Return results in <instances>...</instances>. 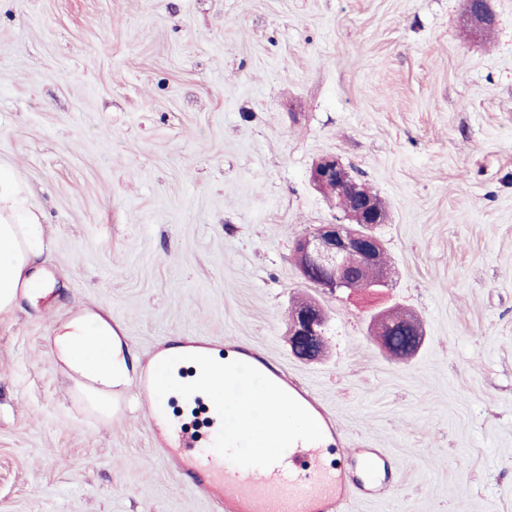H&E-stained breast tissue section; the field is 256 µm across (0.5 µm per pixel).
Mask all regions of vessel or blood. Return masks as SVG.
Masks as SVG:
<instances>
[{"label":"vessel or blood","mask_w":512,"mask_h":512,"mask_svg":"<svg viewBox=\"0 0 512 512\" xmlns=\"http://www.w3.org/2000/svg\"><path fill=\"white\" fill-rule=\"evenodd\" d=\"M271 390L312 418L310 440L298 442L285 458L266 448L260 423ZM213 422L233 439L223 455H192L198 439L191 435L181 438L179 448L191 466L207 473L211 486L223 488L225 512H340L349 491L339 462L354 451L323 447L331 422L285 374L258 361L225 373L224 405Z\"/></svg>","instance_id":"b4317fda"}]
</instances>
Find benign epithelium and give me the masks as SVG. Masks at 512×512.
<instances>
[{"label": "benign epithelium", "instance_id": "1", "mask_svg": "<svg viewBox=\"0 0 512 512\" xmlns=\"http://www.w3.org/2000/svg\"><path fill=\"white\" fill-rule=\"evenodd\" d=\"M311 180L318 189L336 196L352 223L323 224L297 239L294 253L303 279L331 292L354 293L385 286L390 267L382 243L365 230L367 226L387 222L388 213L381 199L357 183L334 157L318 162ZM327 322V316L315 304L292 310L288 341L296 357L312 361L321 355ZM374 336L389 356L404 359V348L396 347L393 337H404L405 348L418 347L423 330L415 318L401 319L384 313L374 323Z\"/></svg>", "mask_w": 512, "mask_h": 512}]
</instances>
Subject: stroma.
I'll list each match as a JSON object with an SVG mask.
<instances>
[{"label":"stroma","instance_id":"1","mask_svg":"<svg viewBox=\"0 0 512 512\" xmlns=\"http://www.w3.org/2000/svg\"><path fill=\"white\" fill-rule=\"evenodd\" d=\"M0 0V165L45 214L55 286L0 316V512H224L170 454L154 393L101 420L50 356L93 311L134 385L174 345L260 355L377 481L350 512H512V0ZM333 156L384 202L388 287L306 282L297 238L343 221ZM329 316L298 360L288 313ZM391 309L424 339L389 357Z\"/></svg>","mask_w":512,"mask_h":512}]
</instances>
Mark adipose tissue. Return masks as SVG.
<instances>
[{
  "mask_svg": "<svg viewBox=\"0 0 512 512\" xmlns=\"http://www.w3.org/2000/svg\"><path fill=\"white\" fill-rule=\"evenodd\" d=\"M48 245L42 214L24 194L12 173L0 167V314L10 312L18 295L41 296L49 283L36 263ZM51 355L70 373L83 378L87 398L100 417L112 415V391L127 385L128 363L117 332L109 319L96 313L81 314L59 326L52 340ZM240 356L227 352L197 355L170 348L157 367L160 392L182 386L187 392L204 390L214 403L224 400L219 376L224 368L237 364ZM270 407L264 427L268 447L287 451L289 445L306 435L305 415L287 400L268 394Z\"/></svg>",
  "mask_w": 512,
  "mask_h": 512,
  "instance_id": "obj_1",
  "label": "adipose tissue"
}]
</instances>
